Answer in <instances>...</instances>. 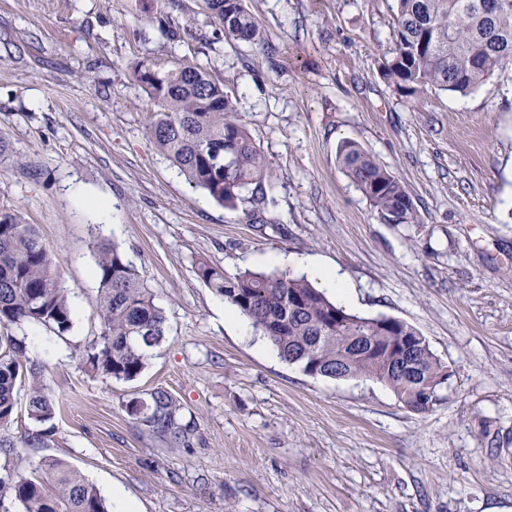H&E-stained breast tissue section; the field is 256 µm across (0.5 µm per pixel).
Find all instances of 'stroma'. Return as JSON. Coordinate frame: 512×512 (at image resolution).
<instances>
[{
  "label": "stroma",
  "mask_w": 512,
  "mask_h": 512,
  "mask_svg": "<svg viewBox=\"0 0 512 512\" xmlns=\"http://www.w3.org/2000/svg\"><path fill=\"white\" fill-rule=\"evenodd\" d=\"M263 45L226 41L204 0H0V208L36 225L73 327L22 329L60 410L22 449L65 461L139 512H512V62L468 95L398 93L382 74L394 0H246ZM180 31L169 42L160 24ZM211 66L274 174L248 224L149 141L141 61ZM358 142L397 176L413 224H383L342 173ZM101 197L109 214L90 209ZM117 242L169 333L132 381L91 374L102 331L94 245ZM336 268L349 311L416 328L448 369L414 413L366 378L305 374L225 323L198 262ZM167 390L192 432L170 446L127 403Z\"/></svg>",
  "instance_id": "35a3bbf8"
}]
</instances>
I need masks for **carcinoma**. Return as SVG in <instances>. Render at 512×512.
I'll return each instance as SVG.
<instances>
[{
  "label": "carcinoma",
  "mask_w": 512,
  "mask_h": 512,
  "mask_svg": "<svg viewBox=\"0 0 512 512\" xmlns=\"http://www.w3.org/2000/svg\"><path fill=\"white\" fill-rule=\"evenodd\" d=\"M392 57L384 76L400 92L434 87L466 95L512 59V0H500L493 12L484 0H395ZM211 14L224 24L228 41L261 45L258 21L244 0H208ZM156 108L150 142L194 186L217 204L243 209L255 220L269 204L274 178L266 157L242 123L235 98L212 68L178 58L146 60L134 70ZM338 165L368 200L384 224H413V199L405 185L377 158L358 144L345 141ZM96 251L98 316L102 332L85 349L89 372L132 381L146 368L152 349L168 334L167 318L133 265L115 244L99 242ZM198 276L215 294L234 306L262 331L284 361L304 372L318 371L331 379L366 377L388 386L419 413L432 409L414 392L422 383L436 382L442 370L433 352L422 347L410 359L417 379L411 381L396 362L360 351L357 336H381L374 317L351 313L329 300L304 277L254 270L230 275L199 263ZM22 328L39 325L57 336L72 328L69 291L61 283L57 263L41 242L36 227L7 210L0 211V324ZM27 388L26 412L32 428L17 437L18 393ZM442 389L436 382L435 390ZM128 413L174 444L191 432L181 422L180 406L163 389L149 401L132 400ZM56 401L43 380V366L27 355L26 337L0 336V451L44 441L54 429ZM45 479L27 476L22 462L0 477V505L5 498L22 512H107L97 489L60 459L43 462Z\"/></svg>",
  "instance_id": "obj_1"
}]
</instances>
